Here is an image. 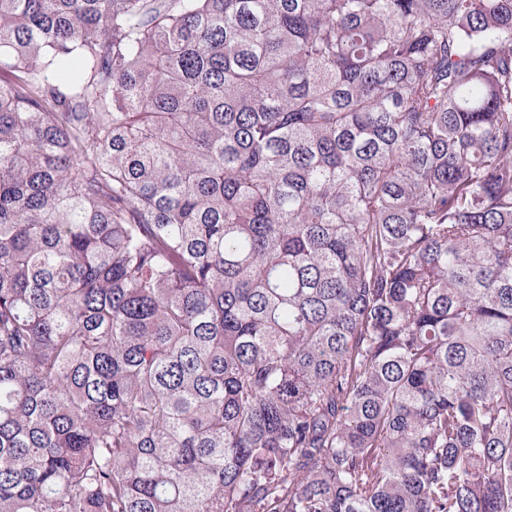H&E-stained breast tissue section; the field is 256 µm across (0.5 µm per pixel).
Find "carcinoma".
Listing matches in <instances>:
<instances>
[{"label":"carcinoma","instance_id":"obj_1","mask_svg":"<svg viewBox=\"0 0 512 512\" xmlns=\"http://www.w3.org/2000/svg\"><path fill=\"white\" fill-rule=\"evenodd\" d=\"M0 512H512V0H0Z\"/></svg>","mask_w":512,"mask_h":512}]
</instances>
